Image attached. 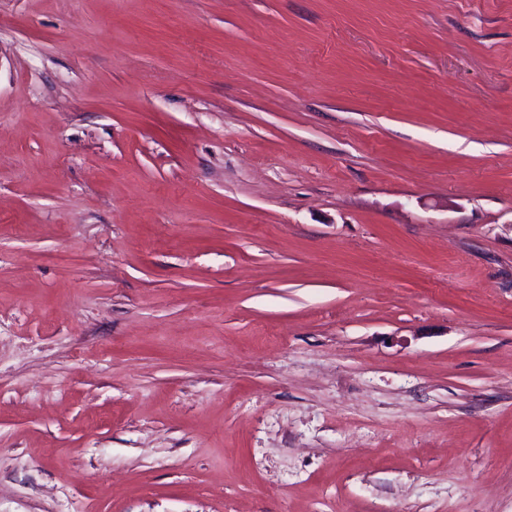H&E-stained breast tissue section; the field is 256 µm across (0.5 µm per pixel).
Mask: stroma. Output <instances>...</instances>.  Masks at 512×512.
<instances>
[{
	"label": "stroma",
	"mask_w": 512,
	"mask_h": 512,
	"mask_svg": "<svg viewBox=\"0 0 512 512\" xmlns=\"http://www.w3.org/2000/svg\"><path fill=\"white\" fill-rule=\"evenodd\" d=\"M0 512H512V0H0Z\"/></svg>",
	"instance_id": "stroma-1"
}]
</instances>
